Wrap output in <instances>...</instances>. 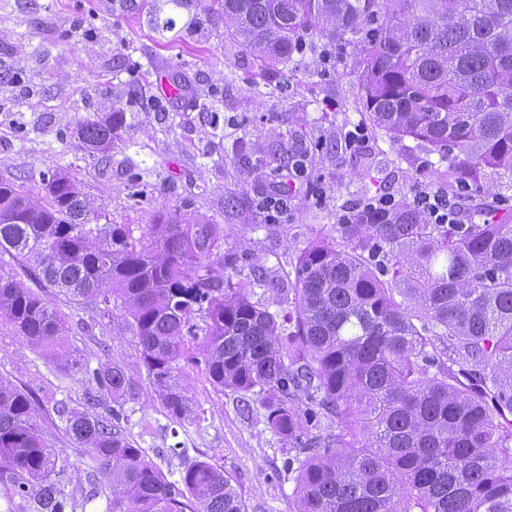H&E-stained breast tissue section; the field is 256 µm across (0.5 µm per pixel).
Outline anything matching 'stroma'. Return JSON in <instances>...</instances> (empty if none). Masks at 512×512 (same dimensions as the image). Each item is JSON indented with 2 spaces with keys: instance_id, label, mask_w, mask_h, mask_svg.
<instances>
[{
  "instance_id": "obj_1",
  "label": "stroma",
  "mask_w": 512,
  "mask_h": 512,
  "mask_svg": "<svg viewBox=\"0 0 512 512\" xmlns=\"http://www.w3.org/2000/svg\"><path fill=\"white\" fill-rule=\"evenodd\" d=\"M110 115L122 119L111 148H86L80 124ZM358 127L365 141L356 149L349 135ZM50 170L75 179L98 224L128 225L136 239L176 211L221 225L245 283L258 271H293L301 249L333 235L349 205L458 191L447 163L426 144L371 123L353 64L327 66L309 50L287 76L260 80L225 41L224 16L207 10L206 0H0V181L42 201ZM501 183L486 172L480 191L463 200L459 223H479V203L494 198L512 208V189ZM276 186L289 198L274 224L261 202ZM48 296L69 320L71 345L90 362L107 355L124 365L136 395L123 427L164 472L206 460L231 478L247 512H292L295 481L257 399L242 401L191 370L197 415L175 425L135 338L117 328L120 303L93 307L53 290ZM0 377L37 398L83 402L80 376L62 373L4 324ZM43 428L62 457L79 465L67 491L85 512H107L106 496L91 493V467L79 463L80 450L53 410ZM175 444L184 458L165 456Z\"/></svg>"
}]
</instances>
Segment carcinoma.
Here are the masks:
<instances>
[{"label":"carcinoma","instance_id":"obj_1","mask_svg":"<svg viewBox=\"0 0 512 512\" xmlns=\"http://www.w3.org/2000/svg\"><path fill=\"white\" fill-rule=\"evenodd\" d=\"M224 38L283 73L315 42L361 54L369 118L429 145L458 183L487 168L512 177V0H213ZM91 149L112 122L86 121ZM50 199L0 182V254L84 304L121 301L168 416L196 401L182 369L251 394L285 443L293 512H512V211L480 224H432L414 204L360 211L301 251L294 279L264 278L292 305L294 329L233 282L224 228L172 213L139 239L50 171ZM0 322L86 384L82 409L46 398L111 489L108 512H246L218 466L195 460L170 480L121 429L125 369L91 367L67 317L0 267ZM0 378V485L36 512H76L71 467L38 407ZM336 421L323 433L322 420Z\"/></svg>","mask_w":512,"mask_h":512}]
</instances>
